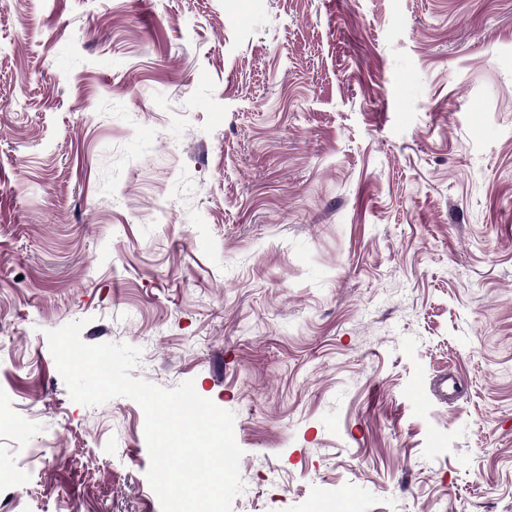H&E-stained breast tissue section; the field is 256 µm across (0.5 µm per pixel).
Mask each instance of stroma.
<instances>
[{"label":"stroma","instance_id":"1","mask_svg":"<svg viewBox=\"0 0 512 512\" xmlns=\"http://www.w3.org/2000/svg\"><path fill=\"white\" fill-rule=\"evenodd\" d=\"M79 320L233 512H512V0H0V512H162Z\"/></svg>","mask_w":512,"mask_h":512}]
</instances>
